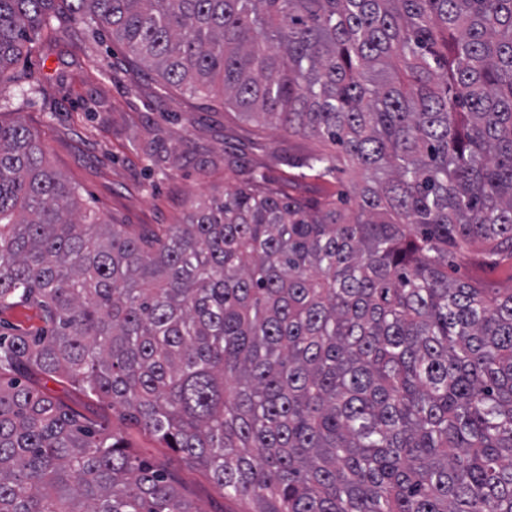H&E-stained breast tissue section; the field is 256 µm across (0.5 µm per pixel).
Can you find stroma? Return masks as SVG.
<instances>
[{
    "instance_id": "stroma-1",
    "label": "stroma",
    "mask_w": 512,
    "mask_h": 512,
    "mask_svg": "<svg viewBox=\"0 0 512 512\" xmlns=\"http://www.w3.org/2000/svg\"><path fill=\"white\" fill-rule=\"evenodd\" d=\"M14 82L39 86L19 104V116L43 145L54 170L75 192L81 212L103 224L150 229L179 224L192 202L238 186L228 155L263 171L272 186H294L319 197L343 186L301 178L289 156L320 149L300 138L246 119L220 91L192 94L167 84L137 63L111 33L66 15L56 30L41 31L13 67ZM456 278L512 292V255L480 256L455 270ZM43 391L86 416L108 415L114 433L142 459L171 473L195 512H236L204 473L172 449L130 426L122 409L91 403L70 385L45 378Z\"/></svg>"
}]
</instances>
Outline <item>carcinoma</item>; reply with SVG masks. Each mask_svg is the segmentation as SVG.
<instances>
[{"label":"carcinoma","instance_id":"cac0c4a2","mask_svg":"<svg viewBox=\"0 0 512 512\" xmlns=\"http://www.w3.org/2000/svg\"><path fill=\"white\" fill-rule=\"evenodd\" d=\"M149 71L336 150L356 209L265 187L136 231L77 212L0 120V512H195L120 406L244 512H512V291L448 278L512 251V0H66ZM58 0H0V84ZM0 319L15 333L35 330L43 326L41 312L36 305L19 304L0 312ZM40 384L46 394L63 401L81 414L88 417L109 414L114 433L124 437L140 458L154 462L173 473L182 495L195 510L229 512L240 509L237 503L224 500V495L210 483L205 474L186 465L174 450L165 448L155 438L131 427L124 418L122 409L109 410L107 401L89 403L80 392L57 379L43 378Z\"/></svg>","mask_w":512,"mask_h":512}]
</instances>
